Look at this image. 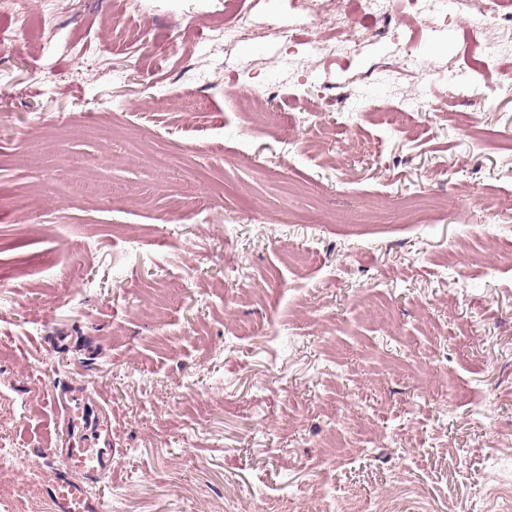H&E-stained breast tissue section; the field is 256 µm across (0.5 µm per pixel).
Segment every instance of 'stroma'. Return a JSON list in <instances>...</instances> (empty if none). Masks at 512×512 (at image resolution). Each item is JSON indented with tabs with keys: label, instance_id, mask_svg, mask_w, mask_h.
Segmentation results:
<instances>
[{
	"label": "stroma",
	"instance_id": "35a3bbf8",
	"mask_svg": "<svg viewBox=\"0 0 512 512\" xmlns=\"http://www.w3.org/2000/svg\"><path fill=\"white\" fill-rule=\"evenodd\" d=\"M27 2L48 28L0 0V496L53 512L26 471L59 467L73 382L112 405L106 512H512V93L381 119L483 59L467 16L392 15L326 88L276 37L305 0ZM240 9L264 38L212 47Z\"/></svg>",
	"mask_w": 512,
	"mask_h": 512
}]
</instances>
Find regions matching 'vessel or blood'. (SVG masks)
Segmentation results:
<instances>
[{
	"mask_svg": "<svg viewBox=\"0 0 512 512\" xmlns=\"http://www.w3.org/2000/svg\"><path fill=\"white\" fill-rule=\"evenodd\" d=\"M61 420L57 453L63 466L46 487L55 512H104L90 488L115 470L112 418L83 388L60 386L54 396Z\"/></svg>",
	"mask_w": 512,
	"mask_h": 512,
	"instance_id": "b4317fda",
	"label": "vessel or blood"
}]
</instances>
